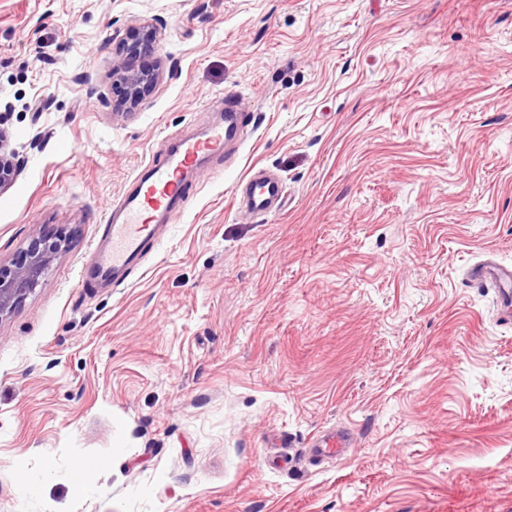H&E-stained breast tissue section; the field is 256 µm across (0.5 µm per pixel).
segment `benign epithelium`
Returning a JSON list of instances; mask_svg holds the SVG:
<instances>
[{"label": "benign epithelium", "mask_w": 512, "mask_h": 512, "mask_svg": "<svg viewBox=\"0 0 512 512\" xmlns=\"http://www.w3.org/2000/svg\"><path fill=\"white\" fill-rule=\"evenodd\" d=\"M154 52L153 31L139 28L129 31L122 41L119 59L112 64V82L123 89L124 99L132 106L141 103L155 87L159 73L127 67V57L142 47ZM17 153L7 149L0 132V192L12 182L18 169ZM65 252L62 242L45 235L32 238L20 256L9 266L0 264V318L7 316L42 283L55 261Z\"/></svg>", "instance_id": "benign-epithelium-1"}]
</instances>
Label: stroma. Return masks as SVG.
I'll use <instances>...</instances> for the list:
<instances>
[{"mask_svg": "<svg viewBox=\"0 0 512 512\" xmlns=\"http://www.w3.org/2000/svg\"><path fill=\"white\" fill-rule=\"evenodd\" d=\"M147 24L132 108L112 36ZM227 93L233 162L80 287L106 210ZM0 131V263L67 247L0 318V512H512V324L469 276L512 265V0H0ZM254 169L284 208L237 211ZM333 427L353 447L312 459ZM153 31L150 29H134L126 34L119 50V59L112 64V82L123 89L126 103L137 106L155 87L159 73L154 65L146 69H130L126 65L127 57L144 46H148L150 56L154 52ZM17 153L8 150L2 131H0V192L12 182L18 169Z\"/></svg>", "mask_w": 512, "mask_h": 512, "instance_id": "1", "label": "stroma"}]
</instances>
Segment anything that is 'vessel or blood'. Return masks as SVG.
I'll return each instance as SVG.
<instances>
[{
    "label": "vessel or blood",
    "instance_id": "b4317fda",
    "mask_svg": "<svg viewBox=\"0 0 512 512\" xmlns=\"http://www.w3.org/2000/svg\"><path fill=\"white\" fill-rule=\"evenodd\" d=\"M224 112L223 123L212 125L203 136L182 138L165 160L149 161L133 177L120 203L105 216L106 245L91 257L93 280L108 281L117 272L138 266L157 226L184 213L189 201L190 175L197 162L209 155H223L242 123L237 101L226 100ZM248 182L247 211L266 214L282 202L281 179L258 170L249 176ZM471 277L480 286L497 289L501 317L512 321V268L479 265L473 268ZM351 443V433L330 429L313 439L310 451L318 458L337 457Z\"/></svg>",
    "mask_w": 512,
    "mask_h": 512
}]
</instances>
